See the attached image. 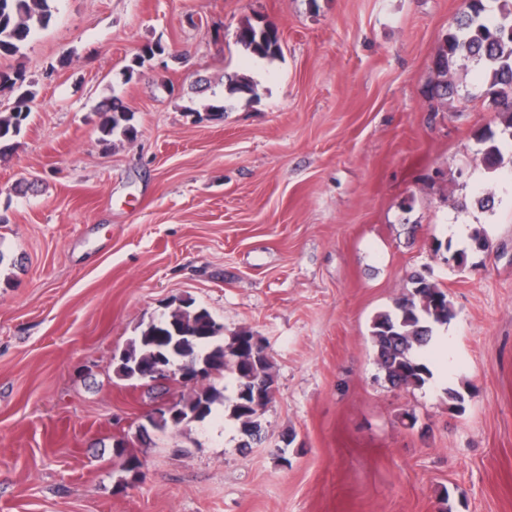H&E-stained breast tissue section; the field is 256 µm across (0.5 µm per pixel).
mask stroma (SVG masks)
Here are the masks:
<instances>
[{"mask_svg":"<svg viewBox=\"0 0 512 512\" xmlns=\"http://www.w3.org/2000/svg\"><path fill=\"white\" fill-rule=\"evenodd\" d=\"M462 5L61 0L0 57L35 94L0 155V512H437L444 495L452 512H512V164L477 156L498 124L478 65L458 73L476 100L429 96ZM261 18L282 36L269 65L234 38ZM233 73L257 98L197 118ZM114 94L138 136L106 145L96 107ZM469 225L492 251L443 264L433 239L461 245ZM423 268L456 316L432 381L395 389L370 327ZM181 299L266 347L276 394L249 449L226 419L138 432L152 401L112 358Z\"/></svg>","mask_w":512,"mask_h":512,"instance_id":"35a3bbf8","label":"stroma"}]
</instances>
